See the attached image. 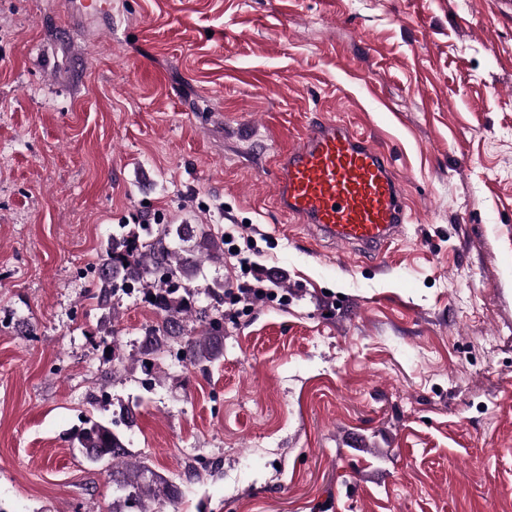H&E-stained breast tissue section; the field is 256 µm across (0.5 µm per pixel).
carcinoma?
I'll use <instances>...</instances> for the list:
<instances>
[{
  "label": "carcinoma",
  "mask_w": 512,
  "mask_h": 512,
  "mask_svg": "<svg viewBox=\"0 0 512 512\" xmlns=\"http://www.w3.org/2000/svg\"><path fill=\"white\" fill-rule=\"evenodd\" d=\"M224 266V235L193 224H119L98 260L80 271L90 281V299L102 311L97 327L107 373L117 377L134 366L148 372L152 359L179 347L184 366L198 367L220 360L224 344V313L204 305L199 295L224 300L228 283L214 279L203 285L204 268ZM140 300L152 307L159 321L144 330L151 337L130 357L121 353L117 331L106 322L118 318L121 297ZM130 429L135 414L119 406L109 420L88 416L75 428L73 439L87 463L112 468V483L123 493L122 503L112 512H150V505L173 501L182 495L180 486L165 479L147 477L148 469L133 460L130 441L114 430L118 424Z\"/></svg>",
  "instance_id": "carcinoma-1"
}]
</instances>
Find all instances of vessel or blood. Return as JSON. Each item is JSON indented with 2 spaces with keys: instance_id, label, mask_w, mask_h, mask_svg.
I'll return each mask as SVG.
<instances>
[{
  "instance_id": "b4317fda",
  "label": "vessel or blood",
  "mask_w": 512,
  "mask_h": 512,
  "mask_svg": "<svg viewBox=\"0 0 512 512\" xmlns=\"http://www.w3.org/2000/svg\"><path fill=\"white\" fill-rule=\"evenodd\" d=\"M279 210L322 238L380 256L409 214L385 151L344 121L321 116L272 155Z\"/></svg>"
}]
</instances>
